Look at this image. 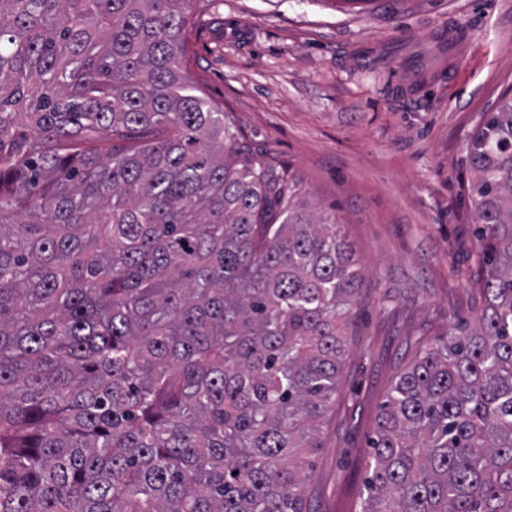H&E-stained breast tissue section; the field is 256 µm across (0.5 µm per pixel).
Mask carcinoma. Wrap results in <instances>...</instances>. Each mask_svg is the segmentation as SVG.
I'll list each match as a JSON object with an SVG mask.
<instances>
[{
	"label": "carcinoma",
	"instance_id": "cac0c4a2",
	"mask_svg": "<svg viewBox=\"0 0 512 512\" xmlns=\"http://www.w3.org/2000/svg\"><path fill=\"white\" fill-rule=\"evenodd\" d=\"M204 0H0V512H305L361 279L183 65ZM482 308L389 387L363 512H512V98Z\"/></svg>",
	"mask_w": 512,
	"mask_h": 512
}]
</instances>
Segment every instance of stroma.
Instances as JSON below:
<instances>
[{"instance_id": "1", "label": "stroma", "mask_w": 512, "mask_h": 512, "mask_svg": "<svg viewBox=\"0 0 512 512\" xmlns=\"http://www.w3.org/2000/svg\"><path fill=\"white\" fill-rule=\"evenodd\" d=\"M465 25L451 54L440 31ZM191 76L362 268L336 396L311 455L309 512H362L389 386L481 309L467 144L512 95V0H211Z\"/></svg>"}]
</instances>
